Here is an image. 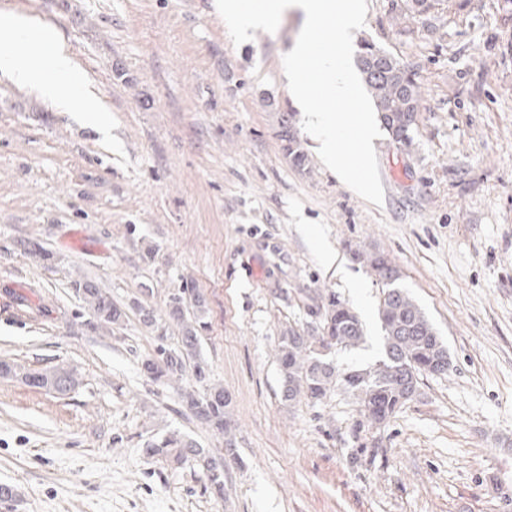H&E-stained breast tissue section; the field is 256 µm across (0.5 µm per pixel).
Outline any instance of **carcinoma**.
<instances>
[{"label": "carcinoma", "instance_id": "cac0c4a2", "mask_svg": "<svg viewBox=\"0 0 512 512\" xmlns=\"http://www.w3.org/2000/svg\"><path fill=\"white\" fill-rule=\"evenodd\" d=\"M356 65L383 129L388 134L394 133L391 141L400 146L410 145L422 107L416 73L392 53L365 40L360 42ZM282 140L293 165L305 166L306 155L288 141L286 129L282 131ZM354 257L381 278L384 269L395 267L383 252L357 249ZM73 288L100 326H120L129 311L135 310L147 328H159L162 320L178 328L177 344L161 349L157 359L144 360L142 369L154 382L179 383L189 377L200 385V392L180 389L182 401L200 424L224 437L225 448L215 452L173 431L148 441L143 453L148 459L178 468L185 464L197 468L206 476L211 493L224 499V456L237 458L230 416L232 398L224 386L211 383L209 364L201 353L203 333L208 330L205 296L193 283L185 282L169 294L160 314L138 300L127 304L117 302L92 280H75ZM378 317L384 333L385 359L377 364V373L367 379L363 368L337 371L334 362L323 354V350L332 346L354 348L364 338L361 320L338 298H328L316 328H286L279 336L276 349L281 401L290 406L303 401L317 403L340 387L355 397L360 414L369 426L378 427L387 422L409 400L408 387L419 384L422 376L433 374L440 336L407 289L401 286H385ZM0 377L62 395L79 384L74 370L67 367L38 372L6 360L0 362Z\"/></svg>", "mask_w": 512, "mask_h": 512}]
</instances>
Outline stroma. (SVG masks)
<instances>
[{
  "label": "stroma",
  "mask_w": 512,
  "mask_h": 512,
  "mask_svg": "<svg viewBox=\"0 0 512 512\" xmlns=\"http://www.w3.org/2000/svg\"><path fill=\"white\" fill-rule=\"evenodd\" d=\"M213 2L0 0L56 29L111 121L103 139L0 77V360L80 380L59 395L0 378V485L14 489L0 512H512V4L418 16L367 0L357 40L413 69L422 94L410 146L373 142L377 206L303 129L283 67L301 14L237 46ZM358 248L391 258L450 356L378 428L342 390L283 404L275 362L281 331L316 327L332 293L365 330L333 349L337 369L382 359V286ZM82 278L158 310L185 278L206 296L202 353L236 426L225 500L198 469L142 453L172 429L224 445L141 369L176 330L134 313L91 326Z\"/></svg>",
  "instance_id": "35a3bbf8"
}]
</instances>
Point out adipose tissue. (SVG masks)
I'll use <instances>...</instances> for the list:
<instances>
[{
	"mask_svg": "<svg viewBox=\"0 0 512 512\" xmlns=\"http://www.w3.org/2000/svg\"><path fill=\"white\" fill-rule=\"evenodd\" d=\"M0 75L34 90L61 111L80 105L82 119L106 129L109 117L90 84L74 70L63 41L50 25L13 12H0Z\"/></svg>",
	"mask_w": 512,
	"mask_h": 512,
	"instance_id": "adipose-tissue-1",
	"label": "adipose tissue"
}]
</instances>
